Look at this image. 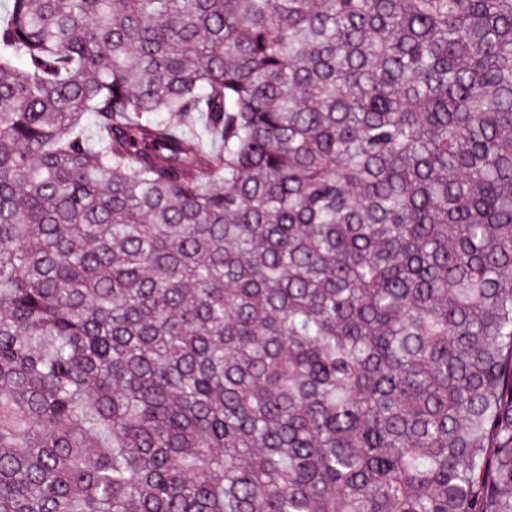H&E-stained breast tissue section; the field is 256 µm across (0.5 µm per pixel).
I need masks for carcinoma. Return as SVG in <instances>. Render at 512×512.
Wrapping results in <instances>:
<instances>
[{"instance_id":"1","label":"carcinoma","mask_w":512,"mask_h":512,"mask_svg":"<svg viewBox=\"0 0 512 512\" xmlns=\"http://www.w3.org/2000/svg\"><path fill=\"white\" fill-rule=\"evenodd\" d=\"M0 512H512V0H9Z\"/></svg>"}]
</instances>
